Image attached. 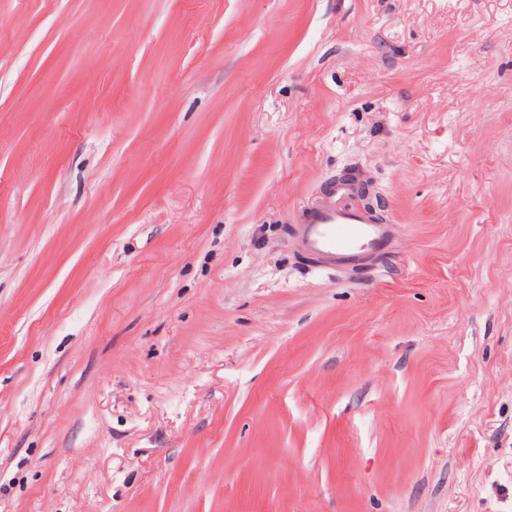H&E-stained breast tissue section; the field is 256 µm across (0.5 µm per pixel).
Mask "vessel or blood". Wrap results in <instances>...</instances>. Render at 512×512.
<instances>
[{"label":"vessel or blood","mask_w":512,"mask_h":512,"mask_svg":"<svg viewBox=\"0 0 512 512\" xmlns=\"http://www.w3.org/2000/svg\"><path fill=\"white\" fill-rule=\"evenodd\" d=\"M388 241L387 226L356 202L348 179L328 186L325 201L306 216L299 232L306 251L332 263L361 261Z\"/></svg>","instance_id":"b4317fda"}]
</instances>
